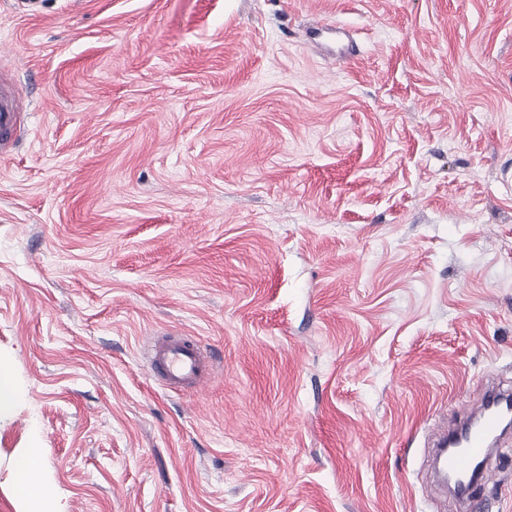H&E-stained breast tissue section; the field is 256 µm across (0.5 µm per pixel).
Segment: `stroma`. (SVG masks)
<instances>
[{"mask_svg":"<svg viewBox=\"0 0 512 512\" xmlns=\"http://www.w3.org/2000/svg\"><path fill=\"white\" fill-rule=\"evenodd\" d=\"M0 89V512L32 447L65 512H464L427 439L512 388V0H0ZM24 110V103L21 99L0 92V130L4 133L11 130L17 112ZM151 368L171 391L195 388L214 371L199 343L185 336H161L153 349ZM17 392L10 372L0 366V416L12 410L16 404Z\"/></svg>","mask_w":512,"mask_h":512,"instance_id":"obj_1","label":"stroma"}]
</instances>
